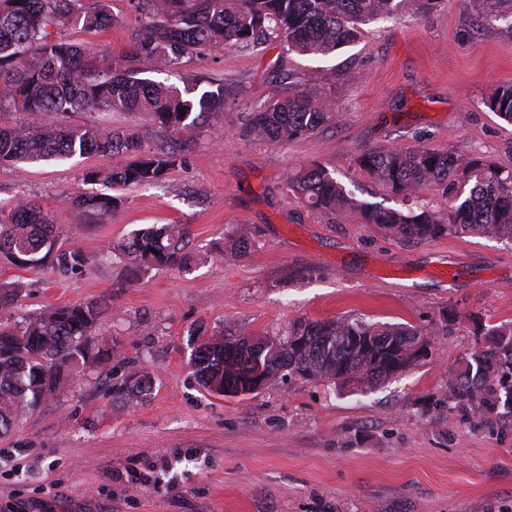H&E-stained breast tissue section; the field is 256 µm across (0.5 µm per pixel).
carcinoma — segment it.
I'll return each instance as SVG.
<instances>
[{
  "mask_svg": "<svg viewBox=\"0 0 512 512\" xmlns=\"http://www.w3.org/2000/svg\"><path fill=\"white\" fill-rule=\"evenodd\" d=\"M109 2L98 0L88 8L84 0H0V112L25 115L19 125H0L1 165L126 155L131 161L120 167L86 170L84 181L108 189L159 185L192 149L200 129L224 111L226 90L218 84L199 92L193 84L181 91L142 77L154 63L175 67L187 56L254 50L278 41L297 54L328 55L358 38L369 22L398 19L413 9L428 12L439 0H138L142 27L117 59H90L81 44L51 37L49 29L62 26L86 33L110 27L114 17ZM481 3L487 5L485 19L512 30V0ZM488 107L512 123V85L494 88ZM70 112L145 114L163 145L144 149L143 135L134 128L49 120ZM340 118L331 101L304 89L259 106L237 136L290 142ZM357 163L405 202L422 189L442 190L454 195L453 201L446 212L424 203L374 205L357 199L323 166L297 171L289 189L325 215L350 212L400 239H432L461 230L512 242V170L454 149L364 152ZM71 204L103 219L122 200L91 192L75 196ZM253 242V230L241 227L232 248L244 258ZM112 257L119 259L127 277L140 280L163 267L188 273L197 255L185 225L151 224L109 244L103 258ZM0 264L46 268L66 277L91 261L81 248L61 239L59 227L39 205L21 197L10 210L0 208ZM24 288L19 280L1 281L0 310L17 307ZM103 314L101 303L54 305L0 322V436L38 407L54 403L69 378L119 354L96 341ZM481 332L486 336L483 346L465 355L459 370L448 377L446 399L512 424V326H488ZM417 335L411 325L342 316L295 323L275 337L230 328L210 336L200 326L189 362L198 383L209 391L218 379L244 386L255 372L271 383L296 376L371 389L387 384L400 365H414L408 355L410 337ZM349 336H369L372 346L354 348L346 343ZM152 391V376L134 371L112 387V396L119 402L145 400Z\"/></svg>",
  "mask_w": 512,
  "mask_h": 512,
  "instance_id": "carcinoma-1",
  "label": "carcinoma"
}]
</instances>
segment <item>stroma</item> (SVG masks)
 Returning <instances> with one entry per match:
<instances>
[{
  "label": "stroma",
  "instance_id": "1",
  "mask_svg": "<svg viewBox=\"0 0 512 512\" xmlns=\"http://www.w3.org/2000/svg\"><path fill=\"white\" fill-rule=\"evenodd\" d=\"M477 4L440 0L426 15L370 23L326 56L272 43L156 64L149 79L180 89L224 84V110L164 184L114 188L124 203L107 220L69 199L91 192L83 172L125 156L0 165V205L35 199L92 259L65 278L6 266L0 281L26 282L27 314L110 298L98 341L121 350L0 438V512H512V427L445 399L449 375L483 341L477 323L512 322V244L401 240L288 189L316 164L358 199L397 206L359 168L367 151L452 147L512 169V124L488 107L495 87L512 85V31L479 21ZM110 7L112 27L60 37L120 56L142 13L132 0ZM304 87L332 100L339 124L286 143L238 138L257 105ZM149 224L186 225L201 252L241 226L257 234L247 257L228 251L186 275L132 281L101 260L107 243ZM339 316L411 324L431 353L371 391L294 380L221 396L196 382L198 325L274 336ZM135 368L151 374L152 395L112 401L110 384Z\"/></svg>",
  "mask_w": 512,
  "mask_h": 512
}]
</instances>
